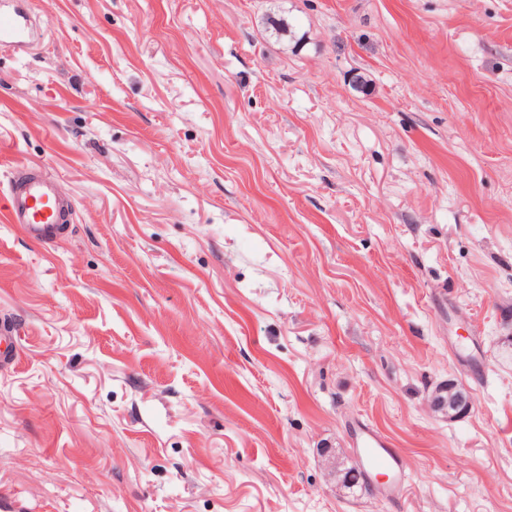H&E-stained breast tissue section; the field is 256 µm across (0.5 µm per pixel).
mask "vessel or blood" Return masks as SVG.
<instances>
[{"mask_svg": "<svg viewBox=\"0 0 512 512\" xmlns=\"http://www.w3.org/2000/svg\"><path fill=\"white\" fill-rule=\"evenodd\" d=\"M29 21L17 13L0 9V46L23 49L29 46ZM6 218L20 225L28 237L52 240L71 211L60 198L55 181L41 168L18 164L7 192ZM357 452L367 470L394 475L401 472V454L369 425L355 429Z\"/></svg>", "mask_w": 512, "mask_h": 512, "instance_id": "b4317fda", "label": "vessel or blood"}]
</instances>
